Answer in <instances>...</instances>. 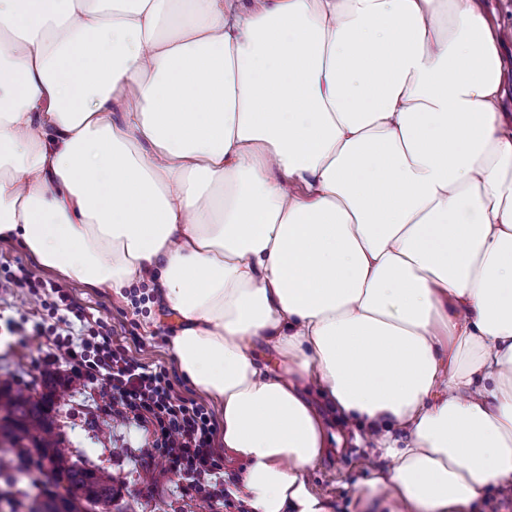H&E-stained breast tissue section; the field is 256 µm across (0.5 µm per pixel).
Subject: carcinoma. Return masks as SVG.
Returning a JSON list of instances; mask_svg holds the SVG:
<instances>
[{"instance_id": "1", "label": "carcinoma", "mask_w": 512, "mask_h": 512, "mask_svg": "<svg viewBox=\"0 0 512 512\" xmlns=\"http://www.w3.org/2000/svg\"><path fill=\"white\" fill-rule=\"evenodd\" d=\"M52 398L41 396L34 399L13 389L8 382H0V432L9 440L7 449L0 448V476H5L6 488L0 489V500L14 502L12 512L25 506L28 512H36L26 505L28 493L18 487L15 473L41 472L46 466L58 471L65 484V494L51 499L46 512H91L112 506L118 490L108 481V475L87 468L71 460L62 434L48 410ZM38 449L37 455L26 448Z\"/></svg>"}]
</instances>
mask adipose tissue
<instances>
[{"mask_svg":"<svg viewBox=\"0 0 512 512\" xmlns=\"http://www.w3.org/2000/svg\"><path fill=\"white\" fill-rule=\"evenodd\" d=\"M505 38L478 0H0V239L148 282L251 512H330L309 387L391 460L365 508L470 512L512 493Z\"/></svg>","mask_w":512,"mask_h":512,"instance_id":"obj_1","label":"adipose tissue"}]
</instances>
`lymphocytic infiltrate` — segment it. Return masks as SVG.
Returning a JSON list of instances; mask_svg holds the SVG:
<instances>
[{
	"instance_id": "obj_1",
	"label": "lymphocytic infiltrate",
	"mask_w": 512,
	"mask_h": 512,
	"mask_svg": "<svg viewBox=\"0 0 512 512\" xmlns=\"http://www.w3.org/2000/svg\"><path fill=\"white\" fill-rule=\"evenodd\" d=\"M50 290L47 310L63 324L79 321L81 333L57 339L44 362L54 364L62 355L75 362L96 410L141 431L165 459L167 473L186 489L206 492L216 503L228 502L213 411L200 399L182 396L179 377L165 366L152 367L129 356L114 343L106 323L85 318L65 287L54 284Z\"/></svg>"
}]
</instances>
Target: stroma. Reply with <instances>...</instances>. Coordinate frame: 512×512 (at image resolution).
<instances>
[{"instance_id":"obj_1","label":"stroma","mask_w":512,"mask_h":512,"mask_svg":"<svg viewBox=\"0 0 512 512\" xmlns=\"http://www.w3.org/2000/svg\"><path fill=\"white\" fill-rule=\"evenodd\" d=\"M21 265L47 282L57 281L58 275L40 267L18 240H0V335L10 336L0 347V381L36 387L47 378L37 348L50 346L51 339H33L31 331L35 323L49 322L50 317L29 289L6 283L7 272ZM69 291L88 318L111 325L113 340L124 345L130 355L150 366L175 368L167 338L177 325L166 310L146 308L138 288L127 290L121 297L108 289L82 284L70 285ZM55 413L74 459L115 478L121 492L117 505L122 512H237L233 507L204 504L200 495L184 490L174 477L164 474V460H156L152 474H145L132 455L133 449L144 443L141 432L92 409L77 377L64 380ZM328 427L336 439L309 468V482L328 502L330 512H358L353 504L356 486L373 470L389 466L390 461L367 436L357 435L337 418H330Z\"/></svg>"}]
</instances>
